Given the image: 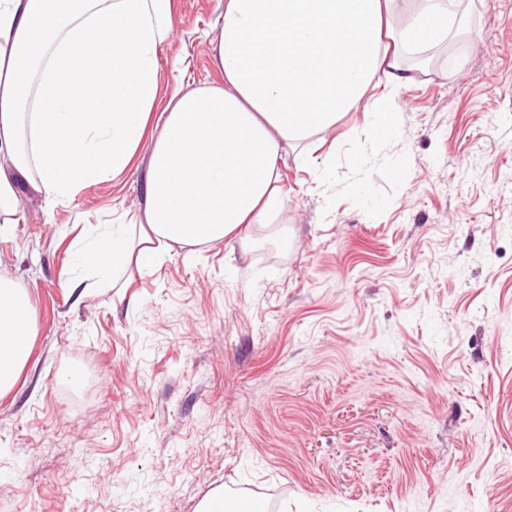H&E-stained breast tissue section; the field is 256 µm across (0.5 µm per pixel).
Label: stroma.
<instances>
[{
  "mask_svg": "<svg viewBox=\"0 0 512 512\" xmlns=\"http://www.w3.org/2000/svg\"><path fill=\"white\" fill-rule=\"evenodd\" d=\"M223 12L175 0L162 96L218 81ZM409 62L398 131L369 87L289 151L274 223L80 299L77 243L140 213L148 154L63 203L20 183L0 273L37 336L0 512H512V0H458Z\"/></svg>",
  "mask_w": 512,
  "mask_h": 512,
  "instance_id": "obj_1",
  "label": "stroma"
}]
</instances>
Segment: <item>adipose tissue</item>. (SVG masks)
Instances as JSON below:
<instances>
[{"mask_svg": "<svg viewBox=\"0 0 512 512\" xmlns=\"http://www.w3.org/2000/svg\"><path fill=\"white\" fill-rule=\"evenodd\" d=\"M394 0H224L214 62L224 83L161 101L158 58L174 0H0V223L17 179L51 202L117 179L149 148L141 216L78 246L74 290L153 268L173 246L242 240L282 198L284 149L333 127L374 79V121L398 125L405 51L449 32V0H418L395 32ZM28 292L0 276V395L31 356Z\"/></svg>", "mask_w": 512, "mask_h": 512, "instance_id": "ef3b65f1", "label": "adipose tissue"}]
</instances>
